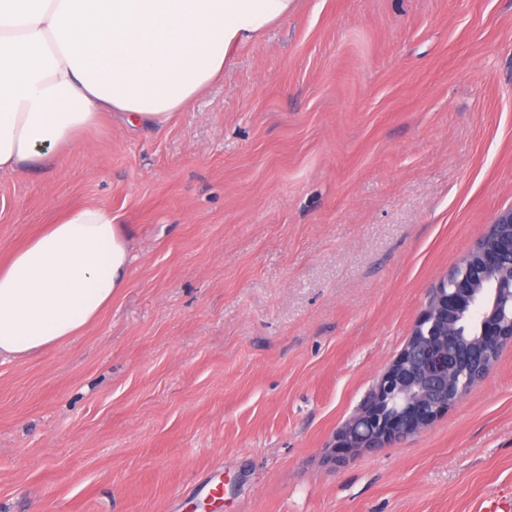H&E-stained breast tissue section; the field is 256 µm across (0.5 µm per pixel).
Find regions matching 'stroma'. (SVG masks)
<instances>
[{"mask_svg": "<svg viewBox=\"0 0 512 512\" xmlns=\"http://www.w3.org/2000/svg\"><path fill=\"white\" fill-rule=\"evenodd\" d=\"M110 209L125 288L0 358V512H477L512 496V343L407 441L326 460L512 207V0H299L165 127L0 174V259Z\"/></svg>", "mask_w": 512, "mask_h": 512, "instance_id": "1", "label": "stroma"}]
</instances>
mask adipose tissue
I'll list each match as a JSON object with an SVG mask.
<instances>
[{
    "instance_id": "adipose-tissue-1",
    "label": "adipose tissue",
    "mask_w": 512,
    "mask_h": 512,
    "mask_svg": "<svg viewBox=\"0 0 512 512\" xmlns=\"http://www.w3.org/2000/svg\"><path fill=\"white\" fill-rule=\"evenodd\" d=\"M298 0H0V174L55 167L103 119L161 127ZM109 209L80 205L0 261V356L80 335L127 283Z\"/></svg>"
}]
</instances>
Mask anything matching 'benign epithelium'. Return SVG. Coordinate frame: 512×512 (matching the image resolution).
<instances>
[{
    "instance_id": "7a95c632",
    "label": "benign epithelium",
    "mask_w": 512,
    "mask_h": 512,
    "mask_svg": "<svg viewBox=\"0 0 512 512\" xmlns=\"http://www.w3.org/2000/svg\"><path fill=\"white\" fill-rule=\"evenodd\" d=\"M476 337L461 338L462 325ZM512 342V207L433 289L406 343L352 418L336 431L327 462L416 435L445 416L486 377Z\"/></svg>"
}]
</instances>
